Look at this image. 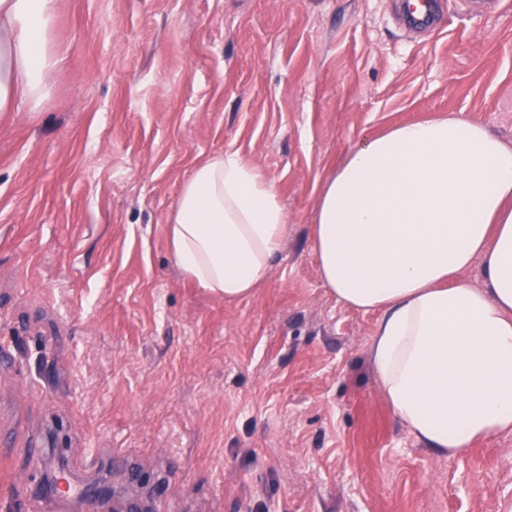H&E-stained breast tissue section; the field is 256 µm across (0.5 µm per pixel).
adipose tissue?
<instances>
[{
    "label": "adipose tissue",
    "mask_w": 512,
    "mask_h": 512,
    "mask_svg": "<svg viewBox=\"0 0 512 512\" xmlns=\"http://www.w3.org/2000/svg\"><path fill=\"white\" fill-rule=\"evenodd\" d=\"M56 18L57 0H0V112L48 95ZM286 231L276 186L228 150L195 168L168 237L185 277L234 300ZM313 241L336 299L379 312L371 362L416 440L454 456L512 430V145L461 116L368 136L326 180Z\"/></svg>",
    "instance_id": "1"
}]
</instances>
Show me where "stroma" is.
Returning <instances> with one entry per match:
<instances>
[{"label":"stroma","mask_w":512,"mask_h":512,"mask_svg":"<svg viewBox=\"0 0 512 512\" xmlns=\"http://www.w3.org/2000/svg\"><path fill=\"white\" fill-rule=\"evenodd\" d=\"M404 27L400 0H59L47 99L0 117V492L42 441L118 512H512V432L460 456L389 410L378 315L336 301L320 189L365 137L461 116L512 144V0ZM254 163L288 215L246 297L186 279L167 224L194 168Z\"/></svg>","instance_id":"35a3bbf8"}]
</instances>
